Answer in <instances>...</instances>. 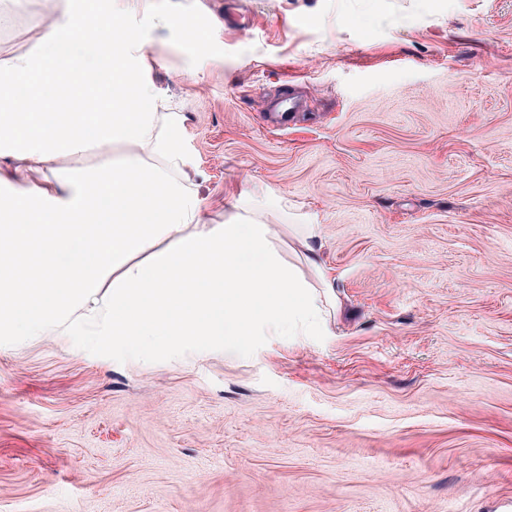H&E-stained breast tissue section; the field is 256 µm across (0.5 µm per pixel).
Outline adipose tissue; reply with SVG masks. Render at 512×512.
Masks as SVG:
<instances>
[{"label":"adipose tissue","mask_w":512,"mask_h":512,"mask_svg":"<svg viewBox=\"0 0 512 512\" xmlns=\"http://www.w3.org/2000/svg\"><path fill=\"white\" fill-rule=\"evenodd\" d=\"M150 2L74 13L52 0L38 43L0 62V349L54 333L147 361L162 347L285 336L335 299L283 260L274 225L207 221L127 22ZM126 144L154 164L64 163Z\"/></svg>","instance_id":"obj_1"}]
</instances>
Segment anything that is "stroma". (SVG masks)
Here are the masks:
<instances>
[{"mask_svg":"<svg viewBox=\"0 0 512 512\" xmlns=\"http://www.w3.org/2000/svg\"><path fill=\"white\" fill-rule=\"evenodd\" d=\"M0 62L44 0H0ZM179 13L180 25L160 19ZM210 220L250 201L326 327L0 350V512H512V0H154L130 20ZM307 109L273 123L264 95Z\"/></svg>","mask_w":512,"mask_h":512,"instance_id":"35a3bbf8","label":"stroma"}]
</instances>
